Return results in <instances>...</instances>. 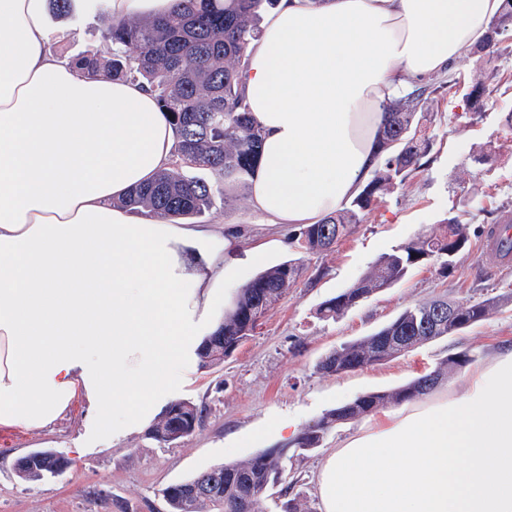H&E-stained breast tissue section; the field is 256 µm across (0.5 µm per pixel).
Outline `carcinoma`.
Here are the masks:
<instances>
[{
    "label": "carcinoma",
    "instance_id": "cac0c4a2",
    "mask_svg": "<svg viewBox=\"0 0 512 512\" xmlns=\"http://www.w3.org/2000/svg\"><path fill=\"white\" fill-rule=\"evenodd\" d=\"M277 0H177L173 11L159 18L115 20L101 10L103 28L91 33L86 49L74 57L88 74L114 79H133L145 83L156 95L160 108L167 112L173 130L172 168L153 181L134 189L119 201L133 211L148 210L178 220L201 216L223 186L243 189L249 185L263 132L253 120L240 82L248 61V50L258 39L259 6H273ZM512 32V0H504L503 10L488 26L484 47L490 53L501 49ZM102 36L112 42V59L100 66L93 40ZM438 90L435 82L416 83L382 104L384 122L378 138L385 155L371 178L361 186L350 205L305 226L296 238L306 254L330 250L362 222L379 199L402 185L408 176L424 166L430 138L422 129V107ZM491 90L480 80L471 85L466 99L474 109ZM197 168L215 173L223 183L214 185L202 178L187 177L182 169ZM467 227L451 217L438 233L400 246L376 260L368 273L351 287L324 300L316 309L318 318L334 320L371 295L391 288L403 280L410 269L425 260H435L451 271L456 257L468 245ZM302 260L291 258L253 277L237 292L231 307L216 330L197 352L203 367L224 362L238 345L253 335L258 320L296 283ZM439 299L407 307L392 321L370 336L341 345L319 363L327 375H341L392 358L438 338L457 334L461 328L436 314ZM495 301L458 304L468 325L484 320ZM467 362L464 355L446 359L437 370L423 374L392 391L373 392L357 397L305 428L294 447L309 451L319 447L332 425L369 415L389 403H400L432 390L442 379L443 369ZM178 421L187 435L201 423V410L189 400L177 401ZM168 416H162L148 435L161 445H170ZM286 448H274L240 463L224 464L205 470L191 479L166 487L163 496L169 512H311L298 497H287L270 490L282 479ZM69 458L51 451L43 459H27L16 464L23 480H40L59 461Z\"/></svg>",
    "mask_w": 512,
    "mask_h": 512
}]
</instances>
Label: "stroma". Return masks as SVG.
<instances>
[{
  "label": "stroma",
  "instance_id": "obj_1",
  "mask_svg": "<svg viewBox=\"0 0 512 512\" xmlns=\"http://www.w3.org/2000/svg\"><path fill=\"white\" fill-rule=\"evenodd\" d=\"M98 23L96 0H77L70 20L48 15L51 51L63 58L80 54ZM488 76L498 90L485 99L480 117L470 119L464 110L469 87L473 79ZM439 78L446 86L425 107L432 140L425 166L366 214L333 251L304 256L297 282L221 365L196 367L194 383L182 393L203 410L193 435L169 446L143 432L118 440L95 436L83 428L81 400L50 431L0 429V512H167L166 486L283 447L281 418L292 417L302 430L358 396L405 385L447 358L464 353L467 366H475L496 351L512 349V258L499 261L484 248L496 213L512 211V134L501 122L512 111V54L489 57L476 45ZM490 144L496 153L476 164L475 155ZM451 216L466 223L469 245L449 273L434 261L419 264L394 287L343 316L317 318L322 301L352 286L380 256L430 234ZM200 221L221 235L235 232L242 248L265 244L264 267L294 256L280 242L297 233V226L269 225L250 199L215 200ZM439 297L460 303L494 298L500 306L457 334L386 362L340 376L319 371L322 358L340 345L371 335L407 307ZM372 421L368 415L335 425L319 448L289 452L284 484L307 501L311 512L320 509L315 474L328 451ZM38 449L63 454L71 467L37 481L18 478L17 459Z\"/></svg>",
  "mask_w": 512,
  "mask_h": 512
}]
</instances>
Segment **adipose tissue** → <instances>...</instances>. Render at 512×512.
<instances>
[{
  "label": "adipose tissue",
  "mask_w": 512,
  "mask_h": 512,
  "mask_svg": "<svg viewBox=\"0 0 512 512\" xmlns=\"http://www.w3.org/2000/svg\"><path fill=\"white\" fill-rule=\"evenodd\" d=\"M504 0H278L241 80L262 152L255 209L273 225L342 208L379 159L382 104L486 34ZM48 0H0V428L142 432L263 247L118 201L169 167L148 87L53 54ZM321 512H512V350L460 390L415 398L339 440Z\"/></svg>",
  "instance_id": "obj_1"
}]
</instances>
